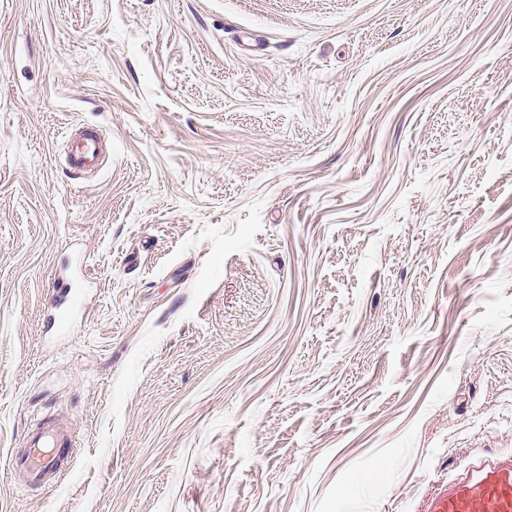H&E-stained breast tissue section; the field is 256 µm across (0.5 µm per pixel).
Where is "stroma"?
<instances>
[{"label": "stroma", "instance_id": "1", "mask_svg": "<svg viewBox=\"0 0 512 512\" xmlns=\"http://www.w3.org/2000/svg\"><path fill=\"white\" fill-rule=\"evenodd\" d=\"M489 452L512 0H0V512H416ZM103 141L100 130L86 128L66 142V155L70 168L79 173H91L100 162ZM80 447L75 431L55 418H42L24 435L23 448L11 452L16 467L23 470L29 482L37 486L57 483L66 463Z\"/></svg>", "mask_w": 512, "mask_h": 512}]
</instances>
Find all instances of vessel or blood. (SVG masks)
Segmentation results:
<instances>
[{
  "mask_svg": "<svg viewBox=\"0 0 512 512\" xmlns=\"http://www.w3.org/2000/svg\"><path fill=\"white\" fill-rule=\"evenodd\" d=\"M102 150L100 132L89 128L66 142L70 168L84 174L98 167ZM79 447L67 423L45 417L26 431L12 460L31 484L50 487ZM420 512H512V454L473 458L461 473L423 498Z\"/></svg>",
  "mask_w": 512,
  "mask_h": 512,
  "instance_id": "obj_1",
  "label": "vessel or blood"
}]
</instances>
